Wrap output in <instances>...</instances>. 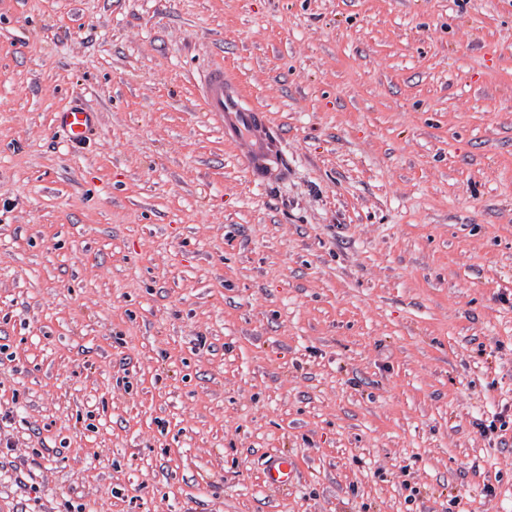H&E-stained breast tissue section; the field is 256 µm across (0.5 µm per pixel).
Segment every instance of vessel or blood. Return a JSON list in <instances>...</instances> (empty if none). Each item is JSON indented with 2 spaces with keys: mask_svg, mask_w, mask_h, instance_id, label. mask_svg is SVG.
<instances>
[{
  "mask_svg": "<svg viewBox=\"0 0 512 512\" xmlns=\"http://www.w3.org/2000/svg\"><path fill=\"white\" fill-rule=\"evenodd\" d=\"M200 83L204 106L225 138L237 143L253 180L261 185L276 182L284 171L281 138L269 125L266 112L242 105L239 95L229 91L225 84L223 66H211L202 74ZM58 119L69 142L76 146L89 140L95 129V112L80 104L59 112ZM292 471L289 459H276L266 469V482L271 486L287 485Z\"/></svg>",
  "mask_w": 512,
  "mask_h": 512,
  "instance_id": "1",
  "label": "vessel or blood"
}]
</instances>
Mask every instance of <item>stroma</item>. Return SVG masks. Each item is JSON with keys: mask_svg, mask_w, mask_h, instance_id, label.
<instances>
[{"mask_svg": "<svg viewBox=\"0 0 512 512\" xmlns=\"http://www.w3.org/2000/svg\"><path fill=\"white\" fill-rule=\"evenodd\" d=\"M0 512H512V0H0ZM201 100L224 137L234 140L244 165L260 185L274 183L284 171L279 132L271 127L266 112L247 109L239 95L228 90L224 66H211L200 77ZM58 119L72 145L85 143L95 129V112L80 104H72L68 109L59 112ZM293 471V464L288 458L272 461L266 469V483L271 486L288 485Z\"/></svg>", "mask_w": 512, "mask_h": 512, "instance_id": "obj_1", "label": "stroma"}]
</instances>
